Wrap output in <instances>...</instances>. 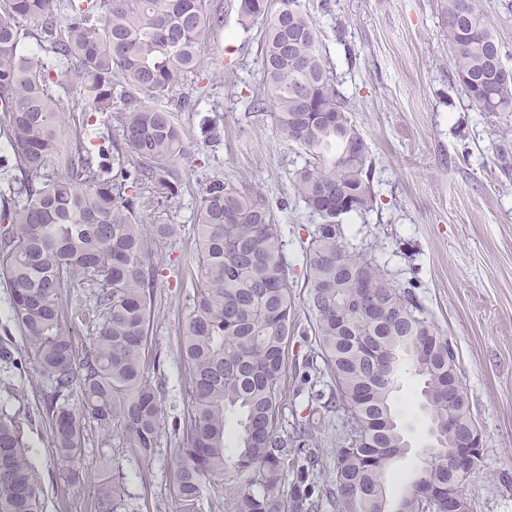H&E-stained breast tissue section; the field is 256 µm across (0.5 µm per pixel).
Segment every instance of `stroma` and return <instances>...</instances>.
I'll list each match as a JSON object with an SVG mask.
<instances>
[{
  "label": "stroma",
  "instance_id": "obj_1",
  "mask_svg": "<svg viewBox=\"0 0 512 512\" xmlns=\"http://www.w3.org/2000/svg\"><path fill=\"white\" fill-rule=\"evenodd\" d=\"M301 2L318 24L322 54L371 148L376 200L367 215L344 218L342 240L377 260L455 346L484 443L465 492L477 512H512V112L479 111L462 93L442 35L440 0ZM210 5L223 11L224 27L184 86L195 108L177 115L190 155L176 166L178 196L155 209L161 221L178 227L152 256L161 276L150 323L158 364L149 377L162 385L170 428L148 460L132 456L118 439L104 446L89 434L84 481L69 485L50 446L48 382L32 371L6 373L28 416L25 433L43 480L44 512H95L105 488L119 493L121 512H173L181 435L171 425L190 409L180 336L193 307L194 213L206 182L239 177L262 194L281 224L292 306L305 330L288 347L278 428L288 436L305 430L319 453L310 475L319 512H337L334 451L348 425L343 410L325 407L336 395L335 382L309 330L306 253L320 220L291 186L305 154L278 140L272 107H252L261 80L259 29L238 25L237 0ZM420 389L414 371L402 369L394 403L409 451L386 473L393 503L410 490L430 441Z\"/></svg>",
  "mask_w": 512,
  "mask_h": 512
}]
</instances>
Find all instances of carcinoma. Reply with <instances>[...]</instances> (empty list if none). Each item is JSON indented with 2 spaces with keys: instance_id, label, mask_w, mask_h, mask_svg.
I'll return each instance as SVG.
<instances>
[{
  "instance_id": "carcinoma-1",
  "label": "carcinoma",
  "mask_w": 512,
  "mask_h": 512,
  "mask_svg": "<svg viewBox=\"0 0 512 512\" xmlns=\"http://www.w3.org/2000/svg\"><path fill=\"white\" fill-rule=\"evenodd\" d=\"M209 0H0V127L14 157L16 187L0 201V277L10 290L25 340L0 361L29 362L52 382L46 399L50 446L67 483L84 480L88 429L103 444L118 433L141 460L154 456L164 429L160 387L147 376L151 307L159 268L153 247L176 225L151 221L143 201L178 195L176 164L188 156L176 113L192 108L178 92L202 61L209 34L224 27ZM68 12L58 25L57 11ZM443 36L454 76L481 112H512V80L498 76L500 45L478 0H441ZM238 24L260 26L262 84L276 113L278 139L297 145L305 162L295 194L321 218L309 243L307 297L312 327L348 414L357 447L336 448V504L355 499L358 512H380L390 448L401 436L389 384L372 391L377 361L387 373L408 365L421 377V397L435 423L448 428V365L457 355L413 296L380 265L352 252L338 233L342 219L373 209L369 145L351 147L359 131L321 53L319 29L301 0H238ZM27 38L50 43L65 61L54 74L22 50ZM85 103L83 128L117 124L112 165L64 138L65 113L50 86ZM200 250L195 296L180 344L188 367L191 413L174 470L177 512H200L206 482L222 480L232 512H317L308 484L318 461L312 449L288 447L277 429L281 382L294 334L291 285L279 224L264 197L239 181L213 180L195 213ZM371 282L386 323L352 315L351 280ZM97 289L75 316L92 332L80 351L64 319L74 287ZM0 402V512H44L41 476L25 439L27 416L13 408L5 384ZM234 415L235 446H227ZM292 490H286L288 474ZM447 459L427 464L425 479L403 498L446 506Z\"/></svg>"
}]
</instances>
